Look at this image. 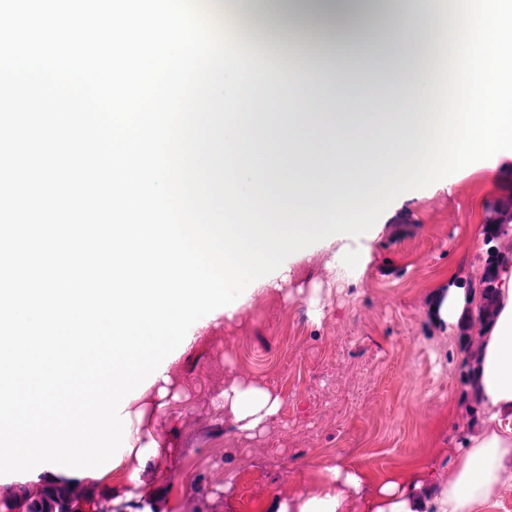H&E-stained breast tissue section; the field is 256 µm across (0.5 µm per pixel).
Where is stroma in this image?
<instances>
[{"label": "stroma", "instance_id": "stroma-1", "mask_svg": "<svg viewBox=\"0 0 512 512\" xmlns=\"http://www.w3.org/2000/svg\"><path fill=\"white\" fill-rule=\"evenodd\" d=\"M378 48L350 52L365 111L391 106L369 81ZM399 196L364 271L329 254L302 258L284 291L254 297L174 367L173 395L151 413L160 453L138 495L165 491L169 512H266L272 495L307 493L311 468L343 459L371 477L422 466L445 482L483 406L467 377L486 329L444 332L435 291L482 290L488 248L512 252V160ZM321 298V312L310 305ZM244 382L279 395L278 415L247 437L224 390Z\"/></svg>", "mask_w": 512, "mask_h": 512}]
</instances>
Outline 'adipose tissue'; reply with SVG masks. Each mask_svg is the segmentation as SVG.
<instances>
[{
    "label": "adipose tissue",
    "instance_id": "obj_1",
    "mask_svg": "<svg viewBox=\"0 0 512 512\" xmlns=\"http://www.w3.org/2000/svg\"><path fill=\"white\" fill-rule=\"evenodd\" d=\"M238 12L283 47L259 61L258 85L267 99L297 97V112H257L249 124L257 153L264 159V184L273 194L300 207L355 188H371L397 171L417 150L432 111L427 107L428 15L416 0H236ZM359 42L380 39L388 53L374 67L376 84L399 106L395 112H366L350 99L342 66L334 55L308 68L289 69L285 54L313 38ZM497 305L493 321L470 373L471 386L485 409L477 434L464 440L452 458L453 475L438 482L424 469L398 472L380 480L343 460L318 466L314 493L274 497L271 512H489L512 490V253L497 258ZM469 305L464 288L437 290L430 306L433 323L443 330L458 325ZM235 427L252 434L274 418L279 396L236 383L224 391ZM130 452L124 453L123 483L111 474L76 478L50 470L44 482L84 485L90 501L110 495L131 500L139 468L158 455L159 442L136 411L130 427Z\"/></svg>",
    "mask_w": 512,
    "mask_h": 512
}]
</instances>
